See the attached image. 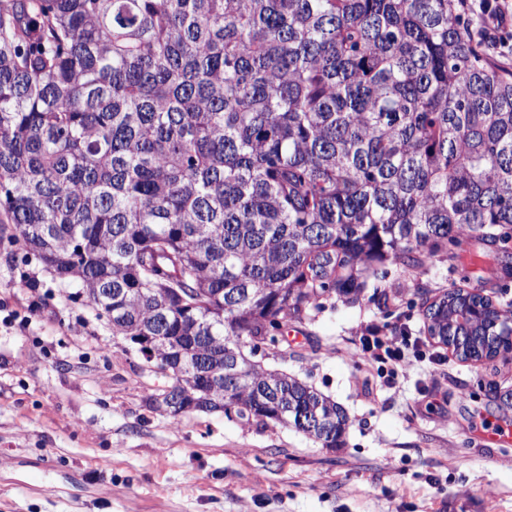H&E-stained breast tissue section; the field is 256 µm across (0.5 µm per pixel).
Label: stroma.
I'll list each match as a JSON object with an SVG mask.
<instances>
[{
  "instance_id": "stroma-1",
  "label": "stroma",
  "mask_w": 512,
  "mask_h": 512,
  "mask_svg": "<svg viewBox=\"0 0 512 512\" xmlns=\"http://www.w3.org/2000/svg\"><path fill=\"white\" fill-rule=\"evenodd\" d=\"M17 235L1 216L0 512H512V445L479 438L482 421L512 426V360L449 352L391 388L359 350L371 325L424 335L422 297L452 285L512 307L482 245L412 274L386 264L357 302L326 301L256 350L345 408L343 447L324 448L281 424L147 408L167 377Z\"/></svg>"
}]
</instances>
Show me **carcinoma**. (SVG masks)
I'll use <instances>...</instances> for the list:
<instances>
[{
    "label": "carcinoma",
    "mask_w": 512,
    "mask_h": 512,
    "mask_svg": "<svg viewBox=\"0 0 512 512\" xmlns=\"http://www.w3.org/2000/svg\"><path fill=\"white\" fill-rule=\"evenodd\" d=\"M454 0H0V212L114 336H178L171 383L336 447L346 411L246 360L387 262L512 254V70ZM178 288L190 312L165 289ZM462 360L512 315L422 301Z\"/></svg>",
    "instance_id": "cac0c4a2"
}]
</instances>
